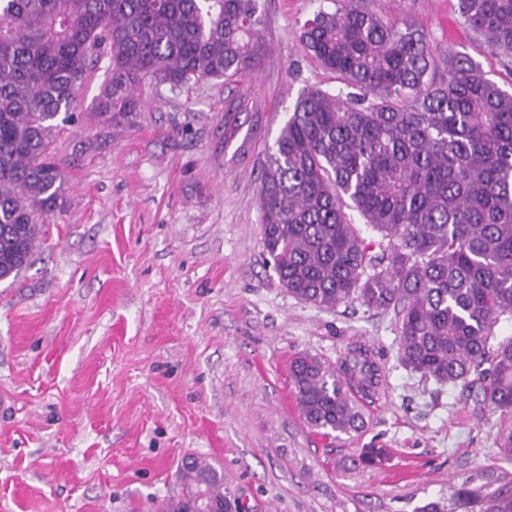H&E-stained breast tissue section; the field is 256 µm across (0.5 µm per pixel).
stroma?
I'll return each mask as SVG.
<instances>
[{"mask_svg": "<svg viewBox=\"0 0 512 512\" xmlns=\"http://www.w3.org/2000/svg\"><path fill=\"white\" fill-rule=\"evenodd\" d=\"M366 4L512 90V55L492 53L457 0ZM257 7L268 54L256 71L175 91L146 80L143 107L112 116L98 110L102 54L75 121L52 136L64 204L29 265L0 280V512H159L182 495L188 456L222 469L241 512H420L466 479H512L500 448L512 414L404 368L393 312L322 308L279 282L261 166L298 96L343 84L300 41L333 0ZM356 342L386 370L384 391L354 395L366 427L309 429L291 355L335 369ZM366 448L382 462L354 466Z\"/></svg>", "mask_w": 512, "mask_h": 512, "instance_id": "stroma-1", "label": "stroma"}]
</instances>
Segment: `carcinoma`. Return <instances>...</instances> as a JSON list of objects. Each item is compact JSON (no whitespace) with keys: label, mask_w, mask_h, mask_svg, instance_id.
<instances>
[{"label":"carcinoma","mask_w":512,"mask_h":512,"mask_svg":"<svg viewBox=\"0 0 512 512\" xmlns=\"http://www.w3.org/2000/svg\"><path fill=\"white\" fill-rule=\"evenodd\" d=\"M458 12L489 49L512 54V0H458ZM259 26L256 0H0V279L27 265L40 217L63 204L50 137L71 118L91 58L110 59L99 112L125 115L146 78L175 90L256 70ZM301 40L349 92L304 91L267 154L262 243L280 283L328 309L357 299L393 311L405 368L448 386L473 375L483 402L511 413L512 338L491 339L512 317V92L354 0L315 12ZM289 373L304 422L341 434L365 427L347 382L373 394L385 382L354 343L336 374L306 352ZM181 469L183 493L163 512H182L202 485L232 508L215 467L189 457ZM454 499L512 512L507 483L466 481Z\"/></svg>","instance_id":"obj_1"}]
</instances>
